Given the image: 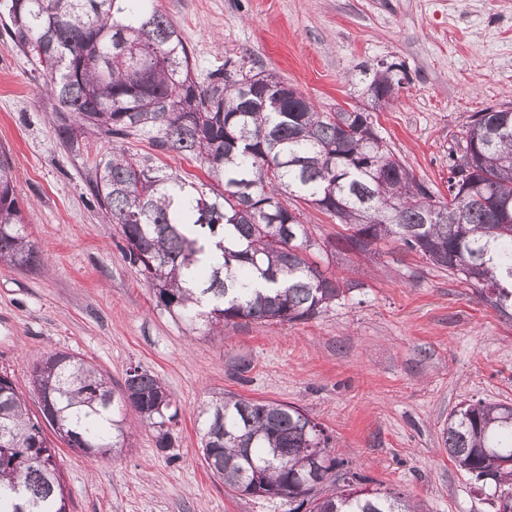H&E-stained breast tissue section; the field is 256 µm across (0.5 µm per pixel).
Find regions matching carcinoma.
Listing matches in <instances>:
<instances>
[{"label": "carcinoma", "mask_w": 512, "mask_h": 512, "mask_svg": "<svg viewBox=\"0 0 512 512\" xmlns=\"http://www.w3.org/2000/svg\"><path fill=\"white\" fill-rule=\"evenodd\" d=\"M4 33L37 64L59 137L109 142L148 135L156 149L200 161L208 183L187 181L121 147L96 165L93 192L119 226L125 262L156 303L210 329L256 320L308 321L357 284L322 269L313 254L362 253L396 242L473 284L483 302L512 316V111L469 116L448 163V201L434 199L373 127L370 113L320 112L279 77L218 68L197 81L190 52L154 0H8ZM400 65L380 63L367 91L402 84ZM336 219L344 233L317 243L288 197ZM7 153L0 154V264L35 269L43 257L24 231ZM31 386L50 402L30 413L0 374V512H68L54 447L42 422L68 447L110 456L133 409L174 447L171 395L146 370L123 385L66 352L36 364ZM202 457L241 495L286 497L309 512H419L399 494L356 492L363 479L331 455L326 429L298 407L225 395L200 413ZM445 449L480 490L512 512V411L482 400L461 405L442 429ZM311 448V454L300 452ZM337 478L343 486L319 497Z\"/></svg>", "instance_id": "1"}]
</instances>
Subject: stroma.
<instances>
[{"instance_id": "1", "label": "stroma", "mask_w": 512, "mask_h": 512, "mask_svg": "<svg viewBox=\"0 0 512 512\" xmlns=\"http://www.w3.org/2000/svg\"><path fill=\"white\" fill-rule=\"evenodd\" d=\"M191 53L198 81L225 60L276 74L319 111L366 107L364 72L403 64L380 136L432 192L448 193V157L468 116L512 108V0H156ZM54 102L32 64L0 42V148L14 167L26 231L45 258L29 271L0 265V372L31 413L30 375L56 351L122 385L139 367L179 409L170 451L132 411L121 453L88 456L57 444L70 512H288L286 500L240 496L206 468L198 414L234 394L309 412L369 489L394 491L423 512H495L449 458L441 429L461 403L512 404V319L474 286L396 243L331 259L358 287L311 320H241L222 332L157 307L125 263L117 225L91 191L110 143H63ZM131 153L188 180L194 159L160 153L145 135Z\"/></svg>"}]
</instances>
